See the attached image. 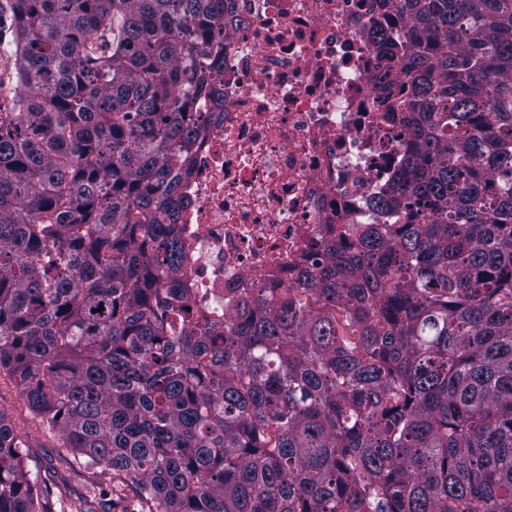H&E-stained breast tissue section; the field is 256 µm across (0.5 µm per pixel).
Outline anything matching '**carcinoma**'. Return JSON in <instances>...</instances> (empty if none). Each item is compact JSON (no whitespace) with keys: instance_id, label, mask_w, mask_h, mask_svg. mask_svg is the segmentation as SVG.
<instances>
[{"instance_id":"1","label":"carcinoma","mask_w":512,"mask_h":512,"mask_svg":"<svg viewBox=\"0 0 512 512\" xmlns=\"http://www.w3.org/2000/svg\"><path fill=\"white\" fill-rule=\"evenodd\" d=\"M420 157L304 287L165 279L224 0H11L0 374L138 512H512V0H399ZM0 414V512H52Z\"/></svg>"}]
</instances>
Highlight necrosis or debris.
I'll use <instances>...</instances> for the list:
<instances>
[{
    "mask_svg": "<svg viewBox=\"0 0 512 512\" xmlns=\"http://www.w3.org/2000/svg\"><path fill=\"white\" fill-rule=\"evenodd\" d=\"M414 29L394 0H225L219 95L194 104L208 122L179 178L172 281L215 327L251 289L297 287L340 227L394 223L381 200L417 145L391 52Z\"/></svg>",
    "mask_w": 512,
    "mask_h": 512,
    "instance_id": "4bbe7bcc",
    "label": "necrosis or debris"
}]
</instances>
